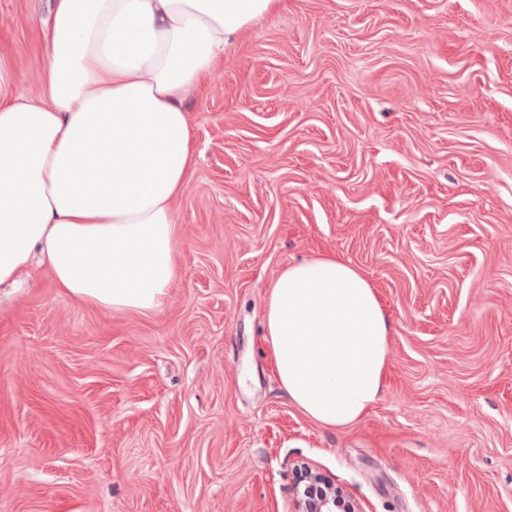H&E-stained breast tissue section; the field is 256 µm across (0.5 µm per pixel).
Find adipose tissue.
I'll list each match as a JSON object with an SVG mask.
<instances>
[{"instance_id":"obj_1","label":"adipose tissue","mask_w":512,"mask_h":512,"mask_svg":"<svg viewBox=\"0 0 512 512\" xmlns=\"http://www.w3.org/2000/svg\"><path fill=\"white\" fill-rule=\"evenodd\" d=\"M276 2L53 0L36 100L0 54V285L36 259L84 302L162 308L196 165L185 99ZM264 330L281 388L321 426H350L378 400L394 328L348 260L283 267Z\"/></svg>"}]
</instances>
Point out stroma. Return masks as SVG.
I'll list each match as a JSON object with an SVG mask.
<instances>
[{
    "mask_svg": "<svg viewBox=\"0 0 512 512\" xmlns=\"http://www.w3.org/2000/svg\"><path fill=\"white\" fill-rule=\"evenodd\" d=\"M52 0H0L40 87ZM180 272L115 313L34 264L0 291V512H292L302 465L361 512H512V0H282L188 99ZM349 260L386 383L324 428L262 332L289 262Z\"/></svg>",
    "mask_w": 512,
    "mask_h": 512,
    "instance_id": "35a3bbf8",
    "label": "stroma"
}]
</instances>
